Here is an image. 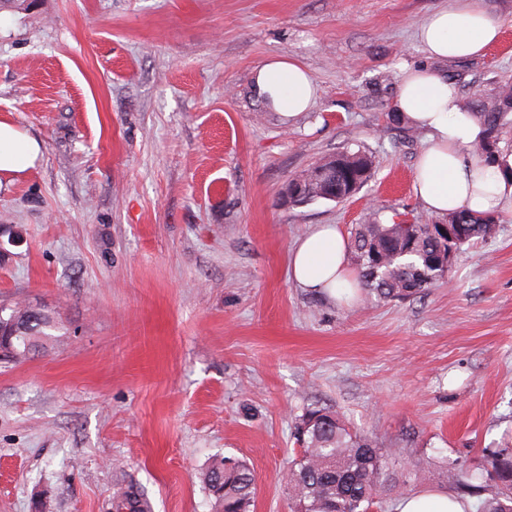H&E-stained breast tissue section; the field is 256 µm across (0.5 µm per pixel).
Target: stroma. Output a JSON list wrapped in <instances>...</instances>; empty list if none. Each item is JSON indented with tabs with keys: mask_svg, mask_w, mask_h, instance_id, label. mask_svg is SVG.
Returning <instances> with one entry per match:
<instances>
[{
	"mask_svg": "<svg viewBox=\"0 0 512 512\" xmlns=\"http://www.w3.org/2000/svg\"><path fill=\"white\" fill-rule=\"evenodd\" d=\"M448 0H32L0 11V117L42 143L0 184V304L54 312L63 334L0 360V512H214L225 456L256 476L251 512H288L284 478L309 408L395 451V474L512 447V221L424 294L333 301L299 288L289 251L432 224L413 191L426 131L390 118L404 66L460 93L512 82V0L483 55L432 61L416 32ZM293 59L318 86L282 119L255 68ZM372 155L348 200L293 205L289 179L341 151Z\"/></svg>",
	"mask_w": 512,
	"mask_h": 512,
	"instance_id": "1",
	"label": "stroma"
}]
</instances>
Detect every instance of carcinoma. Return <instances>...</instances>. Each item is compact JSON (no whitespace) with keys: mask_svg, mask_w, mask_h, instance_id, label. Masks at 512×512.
Masks as SVG:
<instances>
[{"mask_svg":"<svg viewBox=\"0 0 512 512\" xmlns=\"http://www.w3.org/2000/svg\"><path fill=\"white\" fill-rule=\"evenodd\" d=\"M482 126V136L473 143L472 159L490 167L509 152L500 146L502 130L512 127V83H501L487 97L469 103ZM324 171L322 180L308 170L298 178L306 187L303 202L328 200L334 186L350 181L360 186L372 175L373 160L362 152H339L314 164ZM499 217L465 210L451 212L440 224H383L375 218L358 224L351 232L349 249L359 285L380 301H403L416 297L444 279L435 261L476 241L495 238ZM32 309L16 302L6 307L1 327L12 325L10 346L26 358L30 348L54 338L59 329L52 312L43 310L39 321L12 322L16 314ZM301 453L291 462L285 480L288 512H372L399 487L389 471L392 452L379 448L367 437L350 431L340 417L326 408L307 410L296 425ZM204 481L214 498L216 512H251L256 480L245 461L222 457L206 471ZM448 483L463 497L477 500L478 512H512V448H487L477 467L448 465ZM144 498L129 485L117 498L115 512Z\"/></svg>","mask_w":512,"mask_h":512,"instance_id":"carcinoma-1","label":"carcinoma"}]
</instances>
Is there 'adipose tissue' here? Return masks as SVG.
I'll return each instance as SVG.
<instances>
[{"instance_id":"ef3b65f1","label":"adipose tissue","mask_w":512,"mask_h":512,"mask_svg":"<svg viewBox=\"0 0 512 512\" xmlns=\"http://www.w3.org/2000/svg\"><path fill=\"white\" fill-rule=\"evenodd\" d=\"M501 31V21L474 0H450L426 17L419 40L428 56L449 61L483 54ZM251 85L265 107L289 120L310 111L318 97L309 72L291 59L264 63L253 71ZM395 109L428 133L413 190L429 212L445 215L464 209L512 215V181L502 174L512 168V153L502 156L498 170L468 161V150L482 131L452 81L434 69H405ZM41 152L37 138L0 118L1 176L16 178L34 167ZM349 254L348 240L336 225H316L291 250V277L301 287L331 299H350L358 283ZM397 512H472V506L453 493L424 489L404 497Z\"/></svg>"}]
</instances>
